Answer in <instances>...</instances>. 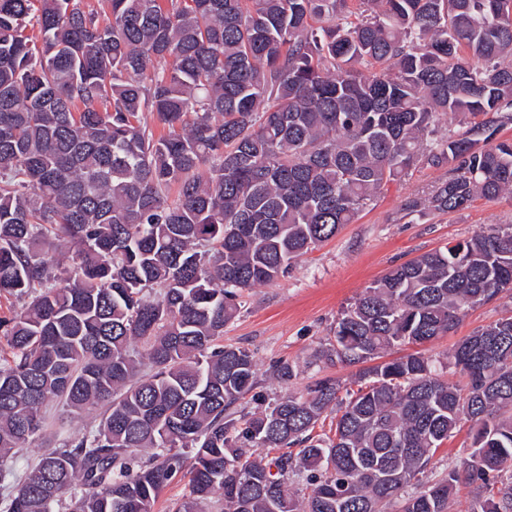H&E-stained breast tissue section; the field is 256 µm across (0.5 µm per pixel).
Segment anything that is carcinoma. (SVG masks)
Returning <instances> with one entry per match:
<instances>
[{
	"label": "carcinoma",
	"instance_id": "1",
	"mask_svg": "<svg viewBox=\"0 0 512 512\" xmlns=\"http://www.w3.org/2000/svg\"><path fill=\"white\" fill-rule=\"evenodd\" d=\"M0 0V478L43 408L99 406L45 449L6 512H449L460 475L423 480L473 422V512H512V316L459 342L324 377L252 415L242 292L352 223L427 164L449 176L407 214L512 195V0ZM152 116L154 125L143 121ZM467 121L436 136L440 116ZM512 291V225L409 260L341 313L327 362L448 334ZM182 448L190 463L172 452ZM307 496L292 485L301 471ZM187 480L180 473L172 480L154 505V512H167L173 503L182 500L187 493Z\"/></svg>",
	"mask_w": 512,
	"mask_h": 512
}]
</instances>
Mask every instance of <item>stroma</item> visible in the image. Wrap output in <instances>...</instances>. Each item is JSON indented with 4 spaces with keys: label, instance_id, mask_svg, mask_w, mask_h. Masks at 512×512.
Returning <instances> with one entry per match:
<instances>
[{
    "label": "stroma",
    "instance_id": "stroma-1",
    "mask_svg": "<svg viewBox=\"0 0 512 512\" xmlns=\"http://www.w3.org/2000/svg\"><path fill=\"white\" fill-rule=\"evenodd\" d=\"M447 174L444 165L412 169L401 180L387 184L335 238L294 263L285 278L246 294L239 316L225 327L223 339L224 345L247 349L256 363L257 384L240 401V409L263 410L325 375L348 381L355 367L330 365L318 357L344 308L395 266L426 251L465 241L491 226L512 224V196L508 194L493 201L476 199L451 214H404L401 205L406 199L426 197ZM510 315L512 292H505L465 311L453 332L421 345L420 350L442 378L458 381L448 359L454 346L474 330ZM279 362L294 369L289 383H280L271 373ZM44 416L42 432L15 456L14 476L28 473L44 450L59 439L88 431L99 420L95 411L67 419L61 405L54 402L45 408ZM472 434L471 422L461 421L447 447L432 458L428 477L441 479L449 470L462 468L471 451Z\"/></svg>",
    "mask_w": 512,
    "mask_h": 512
}]
</instances>
